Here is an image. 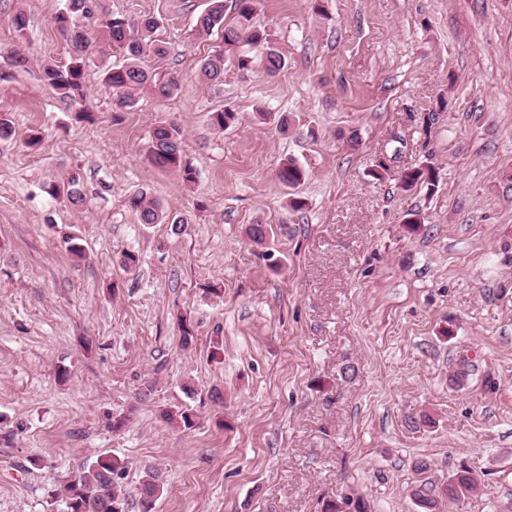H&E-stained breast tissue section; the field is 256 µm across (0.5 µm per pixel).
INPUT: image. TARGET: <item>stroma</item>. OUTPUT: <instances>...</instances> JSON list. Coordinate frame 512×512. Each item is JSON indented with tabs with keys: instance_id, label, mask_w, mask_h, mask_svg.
I'll list each match as a JSON object with an SVG mask.
<instances>
[{
	"instance_id": "35a3bbf8",
	"label": "stroma",
	"mask_w": 512,
	"mask_h": 512,
	"mask_svg": "<svg viewBox=\"0 0 512 512\" xmlns=\"http://www.w3.org/2000/svg\"><path fill=\"white\" fill-rule=\"evenodd\" d=\"M98 4L159 21L150 65L180 75L173 95L113 111L93 58L79 108L61 103L42 66L67 59L65 0H0V512H65L50 491L101 454L130 489L160 469L153 512H318L341 494L421 512L415 486L464 468L481 490L444 512H512V0H258L287 63L267 73L243 43L251 64L226 58L219 85L200 67L221 33L190 35L208 0ZM20 12L24 69L7 61ZM226 107L237 121L214 129ZM172 119L196 183L147 161ZM289 158L295 189L276 176ZM421 166L436 187L402 188ZM72 174L85 205L47 192ZM142 189L182 235L139 222ZM252 224L271 226L263 245ZM185 405L189 429L168 419ZM421 413L432 425L408 427Z\"/></svg>"
}]
</instances>
